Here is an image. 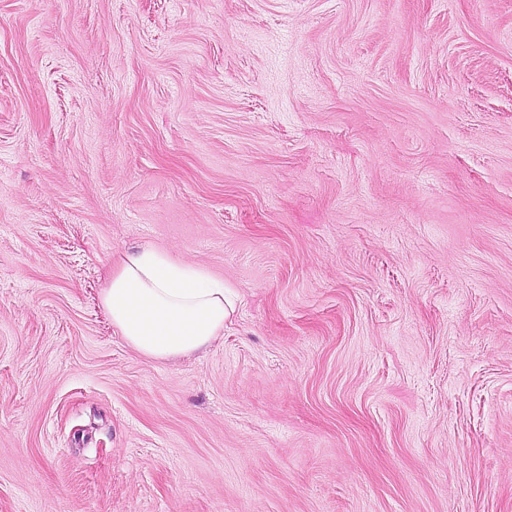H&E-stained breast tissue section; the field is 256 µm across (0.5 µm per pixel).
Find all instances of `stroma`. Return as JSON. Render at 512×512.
Instances as JSON below:
<instances>
[{"label":"stroma","mask_w":512,"mask_h":512,"mask_svg":"<svg viewBox=\"0 0 512 512\" xmlns=\"http://www.w3.org/2000/svg\"><path fill=\"white\" fill-rule=\"evenodd\" d=\"M0 512H512V0H0ZM227 288L201 269L143 248L112 264L101 304L134 351L166 361L204 349L224 333L234 312Z\"/></svg>","instance_id":"1"}]
</instances>
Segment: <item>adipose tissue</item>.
<instances>
[{
  "mask_svg": "<svg viewBox=\"0 0 512 512\" xmlns=\"http://www.w3.org/2000/svg\"><path fill=\"white\" fill-rule=\"evenodd\" d=\"M101 304L126 343L157 361L206 348L234 311L222 282L152 248L113 264Z\"/></svg>",
  "mask_w": 512,
  "mask_h": 512,
  "instance_id": "obj_1",
  "label": "adipose tissue"
}]
</instances>
